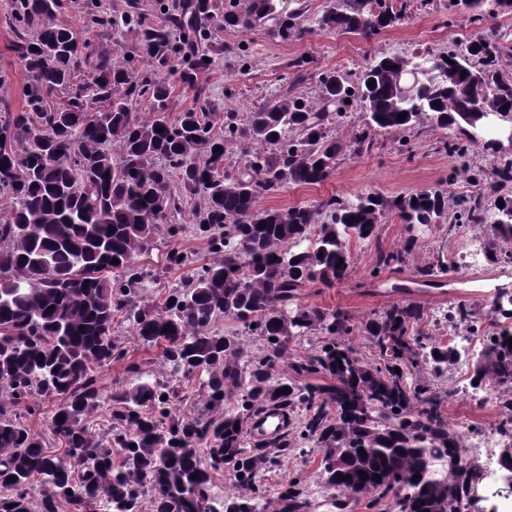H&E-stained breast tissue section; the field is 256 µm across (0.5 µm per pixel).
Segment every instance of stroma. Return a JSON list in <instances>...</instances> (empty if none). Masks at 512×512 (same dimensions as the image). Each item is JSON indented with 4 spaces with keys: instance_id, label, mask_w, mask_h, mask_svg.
Returning a JSON list of instances; mask_svg holds the SVG:
<instances>
[{
    "instance_id": "1",
    "label": "stroma",
    "mask_w": 512,
    "mask_h": 512,
    "mask_svg": "<svg viewBox=\"0 0 512 512\" xmlns=\"http://www.w3.org/2000/svg\"><path fill=\"white\" fill-rule=\"evenodd\" d=\"M301 2L305 8L306 31L299 39L281 41L265 26L248 32L217 33L210 50L214 62L198 76L216 102L231 111L246 113L274 101L285 90L312 96L317 91L321 73L336 71L353 80L378 56L448 49L478 34L498 35L505 45L512 47V10H502L494 17L478 21L472 13L449 10L448 0H434L427 7L421 6L420 0H410L412 9L408 18L366 40L319 29L316 21L329 8L330 0ZM82 3L83 0H66L61 21L88 37L93 46L111 45L125 52L137 49L138 42L131 33L105 36L88 29ZM228 44L246 49L251 62L248 71H241L239 63L225 52ZM300 56L310 58L311 63L305 78L299 81L288 63ZM449 136V131L426 127L415 132L409 147L404 148L396 136L379 134L371 152L345 156L323 183L289 185L277 194L261 198L260 203L273 208L313 205L333 194L351 199L369 189L393 198L439 187L454 201L485 192L484 184L469 181L459 170L465 164L491 168L492 157L477 148L469 149L462 159L440 152V141ZM406 234L407 226L399 216L388 215L380 227L378 242H352L349 278L331 288L319 285L307 289L305 303L326 310L343 309L361 318L383 312L394 303L410 301L425 312L420 331L442 339L456 332L442 317L449 308L459 304L478 313L480 332H487L494 325L502 328L512 325V320L490 316L498 289L512 293V264L469 260L491 237L490 226L459 224L452 227L446 223L433 226L423 233L424 244L412 264L397 271H375L377 250L396 247ZM439 251L450 263V270L437 277L433 284H422L414 276L415 267L432 260ZM456 385L457 379L452 373L434 381L435 391L444 397L443 410L449 424L468 426L472 433L479 435L498 431L501 415L496 401L491 399L484 405H474L464 394L456 392ZM323 456L322 449L313 448L305 456L281 459L267 472L265 483L274 490L295 476H302L305 486L313 485L318 489L317 495L308 499V512H399L391 497L378 501L352 497L347 499L343 509H336L332 492L320 474Z\"/></svg>"
}]
</instances>
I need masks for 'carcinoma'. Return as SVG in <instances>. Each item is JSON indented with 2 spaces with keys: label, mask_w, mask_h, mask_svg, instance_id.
Here are the masks:
<instances>
[{
  "label": "carcinoma",
  "mask_w": 512,
  "mask_h": 512,
  "mask_svg": "<svg viewBox=\"0 0 512 512\" xmlns=\"http://www.w3.org/2000/svg\"><path fill=\"white\" fill-rule=\"evenodd\" d=\"M62 7L63 0H11L8 18L23 83L21 108L0 104V135L16 142L0 153V512H64L66 504L103 512H304L300 478L274 494L263 480L274 465L270 449L302 455L301 445L311 443L325 449L324 479L338 507L345 496L391 495L400 512H462L481 470L440 396L407 371L421 365L441 376L459 350L412 335L422 309L409 301L361 320L301 302L311 286L348 279L351 240L378 241L389 213L408 235L378 250L375 268L406 265L420 248L414 227L442 223L447 194L431 188L389 199L368 191L284 209L264 208L260 197L322 183L341 156L371 150L380 131L407 147L406 135L421 125L450 129L439 150L459 156L472 143L497 156L498 121L512 118L506 46L477 36L462 49L382 55L354 82L329 72L316 99L287 91L242 119L221 111L198 83L212 64L211 28L270 23L286 42L305 33L303 10H288L284 0H160L157 21L135 3L121 13L89 5L87 27L134 32L141 49L134 56L91 47L55 22ZM407 7V0H336L316 24L369 40L400 23ZM502 7L512 0H448V9L481 17ZM419 64L426 71L406 94L401 86ZM163 72L179 74L197 109L169 118V88L157 78ZM56 92L62 97L52 112ZM141 104L149 117H139ZM355 106L365 122L348 140L332 136L329 123L346 122ZM218 122L221 136L213 132ZM233 147L244 160L235 175L224 171ZM485 176L491 205L475 196L462 210L468 224L493 225L487 260L511 263L504 246L512 244V197L498 189L512 183V159L489 174L478 169ZM174 182L202 197L190 224L171 222L181 210ZM162 229L164 266L190 265L176 246L188 233L217 259L188 271L156 303L143 291L160 272L140 258ZM447 270L438 255L415 277L427 282ZM225 317L242 331L219 329ZM120 320L132 324L139 344L160 349L165 374L126 360L113 332ZM356 331L375 359L347 343ZM314 334L311 352L294 355L292 341ZM249 336L263 341L262 354H251ZM511 338L509 330L489 332L473 380L497 389L501 426L512 438ZM114 361L126 362L130 378L116 388L103 379ZM195 378L205 399L180 415L173 382ZM47 397L57 400L51 426L64 444L60 454L26 424ZM105 398L96 435L89 421ZM269 408L291 418L288 429L248 441V422ZM226 469L233 492L217 500L212 481Z\"/></svg>",
  "instance_id": "obj_1"
}]
</instances>
